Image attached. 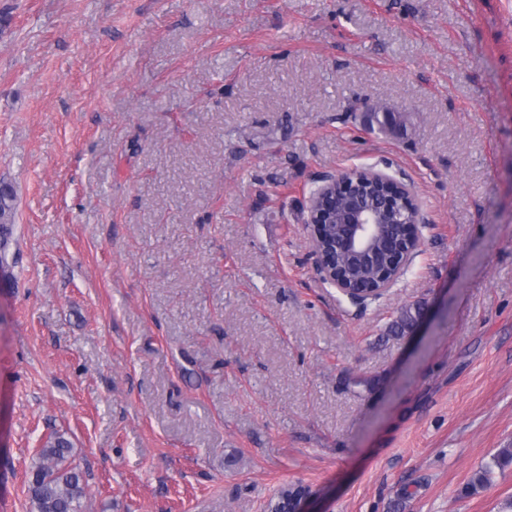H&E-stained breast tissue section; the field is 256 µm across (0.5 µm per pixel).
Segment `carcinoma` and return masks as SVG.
Masks as SVG:
<instances>
[{"instance_id": "cac0c4a2", "label": "carcinoma", "mask_w": 512, "mask_h": 512, "mask_svg": "<svg viewBox=\"0 0 512 512\" xmlns=\"http://www.w3.org/2000/svg\"><path fill=\"white\" fill-rule=\"evenodd\" d=\"M13 187L0 185V267L8 268L6 247L14 221ZM421 306L416 304L401 310L388 327V335L409 334L418 318ZM72 444L61 433H54L40 450L30 468L27 493L32 512H81L85 496L82 471L72 460Z\"/></svg>"}]
</instances>
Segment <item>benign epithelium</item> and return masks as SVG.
Listing matches in <instances>:
<instances>
[{
  "mask_svg": "<svg viewBox=\"0 0 512 512\" xmlns=\"http://www.w3.org/2000/svg\"><path fill=\"white\" fill-rule=\"evenodd\" d=\"M379 183L384 186V194L373 198L368 185ZM396 213L402 214L398 234L388 244V254L397 262L395 273L376 289L337 277L338 254H345L365 267L376 266V240L385 221ZM421 223V205L412 187L374 167L351 169L338 176H318L309 192L304 217L314 268L321 281L358 307L368 299L384 295L404 274L419 247ZM309 496L307 487L289 486L269 501L266 512H304Z\"/></svg>",
  "mask_w": 512,
  "mask_h": 512,
  "instance_id": "obj_1",
  "label": "benign epithelium"
}]
</instances>
